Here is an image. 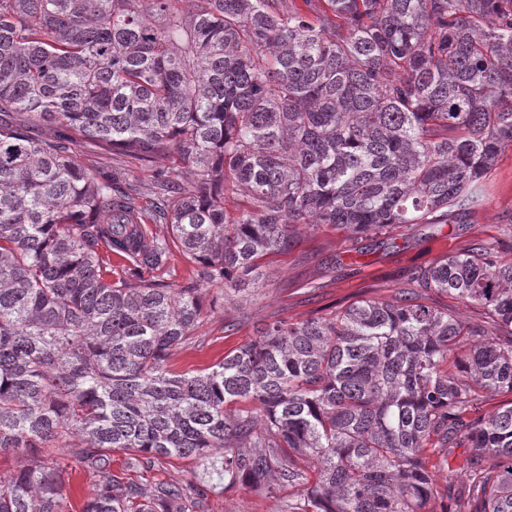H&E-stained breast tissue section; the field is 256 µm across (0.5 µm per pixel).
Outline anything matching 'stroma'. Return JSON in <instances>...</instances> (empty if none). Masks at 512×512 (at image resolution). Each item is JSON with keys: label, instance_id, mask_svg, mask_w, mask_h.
<instances>
[{"label": "stroma", "instance_id": "stroma-1", "mask_svg": "<svg viewBox=\"0 0 512 512\" xmlns=\"http://www.w3.org/2000/svg\"><path fill=\"white\" fill-rule=\"evenodd\" d=\"M75 154L82 167L121 170L131 188L142 190L153 181L154 169L111 147L86 142ZM483 189V205L462 223L404 225L386 235L370 233L358 239L331 224L297 226L287 251L263 257L238 289L202 285L217 302L195 327L190 347L173 356V369L217 363L249 342L264 322H297L359 300H392L400 289L410 287L415 271L465 251L476 241L502 238L505 224L512 221V150L486 175ZM195 471L196 463L189 458H171L153 469L133 471L126 467L124 454L112 456V473L123 481L184 485ZM291 496L284 486L269 495L240 482L209 495L205 512H286Z\"/></svg>", "mask_w": 512, "mask_h": 512}]
</instances>
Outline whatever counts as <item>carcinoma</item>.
<instances>
[{
    "mask_svg": "<svg viewBox=\"0 0 512 512\" xmlns=\"http://www.w3.org/2000/svg\"><path fill=\"white\" fill-rule=\"evenodd\" d=\"M0 0V512H70L65 448L95 474L81 512H202L213 476L296 489L288 512H512V262L483 241L390 301L267 322L176 372L203 293L145 277L171 244L235 286L299 224L382 235L481 204L512 149V0ZM40 124L58 127L44 138ZM81 141L151 166L150 200L79 166ZM244 208L224 210V190ZM171 238L142 241L141 224ZM129 261L112 277L110 256ZM484 308L498 333L419 302ZM238 408L229 410V407ZM472 448L456 482L449 458ZM196 461L194 483L120 482ZM123 453L112 452V474L122 481L135 482H167L176 485H185L194 480L196 463L190 458L166 459L162 464L150 470L133 471L125 465Z\"/></svg>",
    "mask_w": 512,
    "mask_h": 512,
    "instance_id": "obj_1",
    "label": "carcinoma"
}]
</instances>
